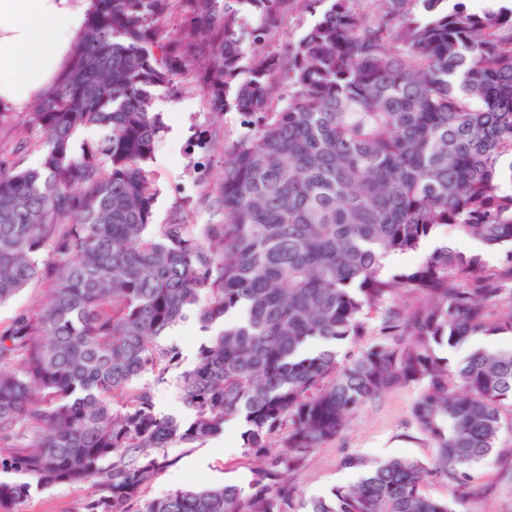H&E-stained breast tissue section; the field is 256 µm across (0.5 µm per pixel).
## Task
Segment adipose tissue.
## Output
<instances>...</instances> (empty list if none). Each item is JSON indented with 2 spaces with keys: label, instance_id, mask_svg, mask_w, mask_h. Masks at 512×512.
<instances>
[{
  "label": "adipose tissue",
  "instance_id": "obj_1",
  "mask_svg": "<svg viewBox=\"0 0 512 512\" xmlns=\"http://www.w3.org/2000/svg\"><path fill=\"white\" fill-rule=\"evenodd\" d=\"M92 0H0V112L46 95L72 57Z\"/></svg>",
  "mask_w": 512,
  "mask_h": 512
}]
</instances>
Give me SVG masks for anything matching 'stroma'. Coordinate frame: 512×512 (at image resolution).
I'll return each mask as SVG.
<instances>
[{"mask_svg": "<svg viewBox=\"0 0 512 512\" xmlns=\"http://www.w3.org/2000/svg\"><path fill=\"white\" fill-rule=\"evenodd\" d=\"M152 109L167 126L148 163L158 190L154 223L167 224L184 213L190 214L195 224L222 221V213L213 205L222 177L221 147L250 132V125L239 112L212 111L191 70L154 88ZM209 338V331L191 315L162 337V344L180 346L182 359L179 368L154 389L159 413L190 419L191 412L180 399L178 376L193 368L199 346ZM414 396L410 388L385 393L370 402L336 439L314 450L289 475L298 497L308 500L327 495L333 487L354 483L357 471L342 465L349 454L371 461L390 456L430 458L429 443L410 422ZM241 431V422L233 420L220 437L169 448L174 463L161 471L148 496L198 485L247 487L256 458L245 448ZM475 475L479 489L458 503V512H512V464L492 455L476 467ZM92 492L88 485H57L33 492L11 505L9 512H79Z\"/></svg>", "mask_w": 512, "mask_h": 512, "instance_id": "1", "label": "stroma"}]
</instances>
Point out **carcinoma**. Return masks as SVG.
Returning a JSON list of instances; mask_svg holds the SVG:
<instances>
[{"label": "carcinoma", "mask_w": 512, "mask_h": 512, "mask_svg": "<svg viewBox=\"0 0 512 512\" xmlns=\"http://www.w3.org/2000/svg\"><path fill=\"white\" fill-rule=\"evenodd\" d=\"M299 8L312 23L263 51ZM189 67L212 110L255 127L224 143L222 222L154 224L146 162L165 126L151 90ZM25 125L0 159V304L48 293L0 327V474L15 475L0 479L3 512L58 484L96 488L79 512H455L476 465L512 458L498 449L512 347L448 357L512 337V3L93 0ZM440 228L484 250L384 271V255L415 254ZM404 298L415 306L393 310ZM189 310L223 327L180 377L184 423L139 380L180 364L159 339ZM375 318L382 341L342 356ZM403 387L431 459L348 456L359 481L295 502L288 471ZM231 419L262 458L249 490L146 497L167 448ZM431 480L451 499L426 495Z\"/></svg>", "instance_id": "obj_1"}]
</instances>
